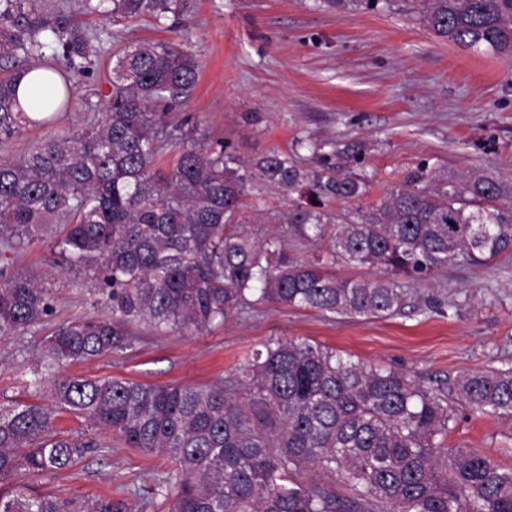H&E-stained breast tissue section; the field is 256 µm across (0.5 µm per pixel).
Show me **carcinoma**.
Instances as JSON below:
<instances>
[{"label":"carcinoma","instance_id":"obj_1","mask_svg":"<svg viewBox=\"0 0 512 512\" xmlns=\"http://www.w3.org/2000/svg\"><path fill=\"white\" fill-rule=\"evenodd\" d=\"M416 3L435 36L512 58V0ZM82 9L160 18L176 0H82ZM91 55V35L63 0H0V63L9 65L0 77V140L54 125L91 71ZM33 68L45 69L38 79L56 92L30 115L19 85ZM198 77L183 43L127 42L112 54L101 117L49 135L19 159L0 158V249L18 251L61 225L51 245L58 267L83 271L108 310L71 319L45 341L30 385L49 387L53 406L0 402V512H130L109 497L77 503L4 487L19 475L55 478L97 447L57 435L58 408L170 460L175 479L154 489L171 497L167 512H512V467L439 443L456 424L452 401L512 415V367L426 389L334 349L274 339L211 386L59 372L132 347L138 326L196 336L267 304L393 318L409 305L405 281L512 254V185L493 174H440L422 163L366 212L355 202L367 180L326 155L314 170L279 150L245 163L224 141L199 140L193 116L169 124L165 107L186 98ZM168 150L174 157L162 172ZM267 186L288 195L289 237L325 248L301 259L283 239L245 229L244 198ZM333 201L348 205L334 225L325 211ZM338 263L384 275L338 277ZM53 313L50 289L0 269V342ZM308 467L337 476L350 495L297 483Z\"/></svg>","mask_w":512,"mask_h":512}]
</instances>
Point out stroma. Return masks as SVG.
Listing matches in <instances>:
<instances>
[{
	"instance_id": "1",
	"label": "stroma",
	"mask_w": 512,
	"mask_h": 512,
	"mask_svg": "<svg viewBox=\"0 0 512 512\" xmlns=\"http://www.w3.org/2000/svg\"><path fill=\"white\" fill-rule=\"evenodd\" d=\"M93 37L95 66L74 89L57 130L84 126L109 104L112 51L126 39L187 44L200 63L189 97L168 119L197 118L196 136L221 139L249 162L270 150L296 152L304 168L319 154L350 163L369 182L359 204L380 205L420 163L448 171L493 172L512 183V60L465 49L430 34L411 0L381 9L327 6L324 0H178L154 19L103 21L79 13ZM250 212L255 235H287L288 198L268 189ZM49 239L0 255V267L51 287L56 311L46 326L0 342V400L50 404L27 383L30 364L51 329L74 317L103 314L82 272L55 268ZM457 299L459 308L448 306ZM301 339L404 373L426 388L460 373L512 364V256L491 266L464 261L411 286L404 313L389 319L329 317L276 305L234 316L197 336L141 327L130 349L66 366L73 378H121L143 384L211 385L224 380L269 340ZM61 436L91 442L43 493L83 499L109 496L142 512L158 480L173 471L162 456L127 447L117 435L63 411ZM445 448H468L512 467V417L457 408Z\"/></svg>"
}]
</instances>
